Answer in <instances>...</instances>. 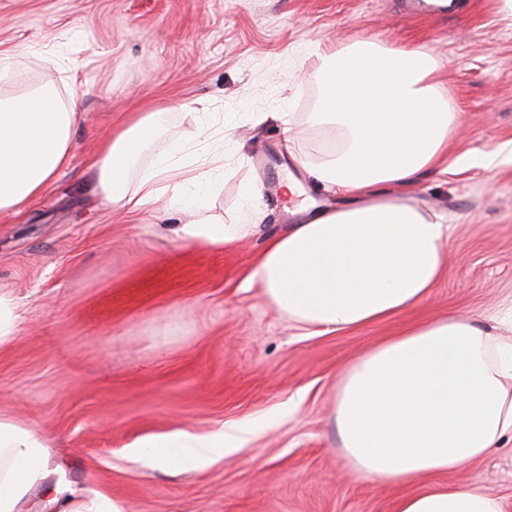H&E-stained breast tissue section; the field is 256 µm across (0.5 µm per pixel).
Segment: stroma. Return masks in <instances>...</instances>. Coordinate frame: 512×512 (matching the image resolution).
Here are the masks:
<instances>
[{"label":"stroma","mask_w":512,"mask_h":512,"mask_svg":"<svg viewBox=\"0 0 512 512\" xmlns=\"http://www.w3.org/2000/svg\"><path fill=\"white\" fill-rule=\"evenodd\" d=\"M372 38L420 48L459 126L449 159L489 167L433 172L402 195L447 215L442 275L398 317L308 335L248 277L266 236L292 220L277 183L297 159L319 162L326 132L308 122L317 46ZM0 97L69 74L82 117L71 163L20 214L0 216V291L20 316L0 349V414L49 441L48 486L18 512H59L72 493L103 494L127 512H394L405 489L347 466L328 422L340 372L403 326L487 317L512 301V18L499 0H457L453 14L405 0H0ZM168 119L152 150L194 137L199 112L232 126L231 165L209 200L239 222L241 188L268 182L258 233L229 246L177 240L187 214L153 206L114 213L89 191L101 141L138 113ZM292 141H285V133ZM258 419L209 464L162 469L130 444L208 434ZM481 488L512 512V449L420 480Z\"/></svg>","instance_id":"obj_1"}]
</instances>
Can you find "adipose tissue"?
I'll return each mask as SVG.
<instances>
[{"mask_svg":"<svg viewBox=\"0 0 512 512\" xmlns=\"http://www.w3.org/2000/svg\"><path fill=\"white\" fill-rule=\"evenodd\" d=\"M312 124L331 130L320 163L303 162L317 188L338 193L333 208L301 202L295 221L270 236L250 281L301 329L334 333L395 317L422 301L442 274L450 226L424 203L398 195L448 156L458 115L430 79L432 56L371 39L319 56ZM80 118L76 93L48 84L0 98V214L39 198L69 160ZM165 121L142 113L108 136L89 165L91 189L123 212L149 203L188 211L175 234L185 243L228 245L265 218L262 188L241 193L242 223L216 224L206 199L224 178V140L199 126L202 149L175 140L136 168ZM329 423L349 464L374 481L414 484L484 458L512 442V340L477 321L450 316L412 326L378 343L341 373ZM183 432L132 443L134 455L162 468L203 464L252 431ZM47 441L0 415V512H16L49 475ZM395 512H505L478 489L408 492Z\"/></svg>","mask_w":512,"mask_h":512,"instance_id":"1","label":"adipose tissue"}]
</instances>
